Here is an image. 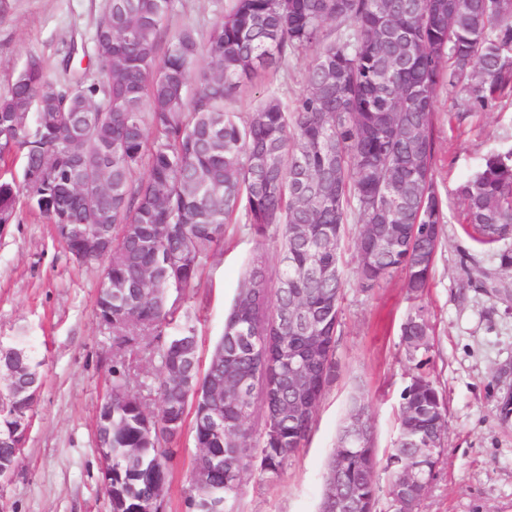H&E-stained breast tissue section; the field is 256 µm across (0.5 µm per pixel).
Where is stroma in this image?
I'll list each match as a JSON object with an SVG mask.
<instances>
[{
    "label": "stroma",
    "mask_w": 512,
    "mask_h": 512,
    "mask_svg": "<svg viewBox=\"0 0 512 512\" xmlns=\"http://www.w3.org/2000/svg\"><path fill=\"white\" fill-rule=\"evenodd\" d=\"M106 0H0V96L30 57L46 77L68 84L80 74L100 79L94 34ZM224 0H174L168 30L194 27L207 35ZM457 96L439 90L434 116L435 182L447 203L446 222L430 285L410 299L402 273L365 291L357 279L355 239L347 224L341 246L345 286L340 305L336 369L319 403L311 432L280 478L250 477L236 512H319L327 464L353 398H363L378 456L393 447L400 394L415 369L400 326L422 306L432 326L420 353L423 370L443 395L448 425L446 453L419 512H512V423L497 407L512 384V295L480 287L481 271L512 286L492 251L463 230L456 186L495 149L512 148V101L489 112L462 113ZM274 240L229 225L224 247L200 268L198 288L177 297L176 321L196 328L200 366H207L224 331V318L257 252L269 279L278 264ZM101 270L77 264L53 224L20 197L13 223L0 225V343L22 336L40 362L43 386L28 430L23 461L0 486V512H110L96 439L99 408L112 387V334L99 321L95 301ZM174 327L161 337L174 334ZM158 338L134 337L139 357L130 387L157 410L160 364L147 355ZM177 454L170 467L163 512H186L196 448L191 427L167 440Z\"/></svg>",
    "instance_id": "stroma-1"
}]
</instances>
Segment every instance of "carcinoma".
<instances>
[{
    "label": "carcinoma",
    "instance_id": "obj_1",
    "mask_svg": "<svg viewBox=\"0 0 512 512\" xmlns=\"http://www.w3.org/2000/svg\"><path fill=\"white\" fill-rule=\"evenodd\" d=\"M172 7V0H107L94 36L100 82L57 85L38 58L29 59L0 96V157L25 151L23 186L0 182V224L13 221L16 199L26 193L77 263L101 267L119 285L96 299L116 347L112 401L102 403L97 422L112 512H158L154 489L176 454L161 441L173 437L170 420L185 421L184 405L199 386L215 392L224 434L213 432L209 413L194 411L200 453L192 469L205 467L208 455L214 464L206 488L193 485L186 506L206 512L218 495L224 512H235L246 460L257 459L263 478L279 477L312 426L314 412L298 419L279 409L292 392L274 353L307 350L297 308L325 337L316 401L336 368L340 243L350 217L361 224L363 289L397 272L415 299L428 287L446 223L434 181L437 93L462 94L464 112L512 98V0H229L206 40L185 27L165 41ZM312 48L304 88L291 101L268 84L247 115L230 108L248 84ZM455 194L468 237L498 245L512 230V149L489 152ZM103 213L112 225L109 251L75 256L66 228L97 224ZM230 224L278 236L277 282L269 285L257 257L204 374L190 323L157 349L160 408L151 419L129 388L128 337L160 335L170 315L168 288L184 294L198 287L202 260L224 243ZM382 237L394 244L366 258ZM326 266L337 275L321 277ZM145 272L151 280L140 288ZM430 333L419 306L401 327L409 359L427 349ZM39 367L24 341L0 346V374L15 372L18 387L40 386ZM229 378L243 383L239 395L225 393ZM258 385L265 431L252 445L247 420ZM0 390V461H20L11 415L32 419L36 402ZM399 411V436L383 463L391 485L409 464L437 469L446 451L443 397L428 375L413 376ZM356 452L334 448L330 461L348 458L346 504L324 499L320 512L378 504V482Z\"/></svg>",
    "mask_w": 512,
    "mask_h": 512
}]
</instances>
